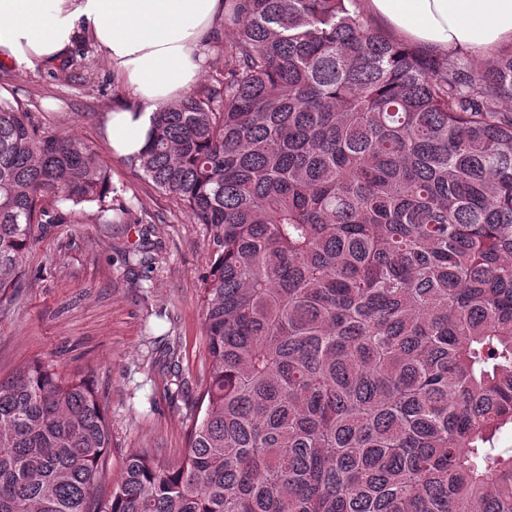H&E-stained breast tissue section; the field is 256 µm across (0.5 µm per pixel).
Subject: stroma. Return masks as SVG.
<instances>
[{"mask_svg":"<svg viewBox=\"0 0 512 512\" xmlns=\"http://www.w3.org/2000/svg\"><path fill=\"white\" fill-rule=\"evenodd\" d=\"M68 60L63 76L54 63L0 61V95L18 99L42 135L89 146L119 194L109 211L88 207L37 230L28 274L0 319V378L37 358L90 373L112 432L95 489L103 499L132 453L174 461L186 451L209 371L200 295L211 230L113 156L107 119L123 92L91 41L76 35Z\"/></svg>","mask_w":512,"mask_h":512,"instance_id":"obj_1","label":"stroma"}]
</instances>
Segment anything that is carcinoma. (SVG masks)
Wrapping results in <instances>:
<instances>
[{
  "mask_svg": "<svg viewBox=\"0 0 512 512\" xmlns=\"http://www.w3.org/2000/svg\"><path fill=\"white\" fill-rule=\"evenodd\" d=\"M224 25V73L130 160L211 229L204 412L97 512H512V45L424 52L357 0H224ZM115 193L0 96V317L35 228ZM110 445L89 374L22 365L0 512H88Z\"/></svg>",
  "mask_w": 512,
  "mask_h": 512,
  "instance_id": "carcinoma-1",
  "label": "carcinoma"
}]
</instances>
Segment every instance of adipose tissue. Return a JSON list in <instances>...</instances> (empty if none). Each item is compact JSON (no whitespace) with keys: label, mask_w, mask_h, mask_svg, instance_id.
<instances>
[{"label":"adipose tissue","mask_w":512,"mask_h":512,"mask_svg":"<svg viewBox=\"0 0 512 512\" xmlns=\"http://www.w3.org/2000/svg\"><path fill=\"white\" fill-rule=\"evenodd\" d=\"M362 9L430 51L488 55L512 43V0H362ZM224 0H0V58L31 69L60 59L85 33L126 98L109 115L113 153H141L159 105L199 79Z\"/></svg>","instance_id":"1"}]
</instances>
